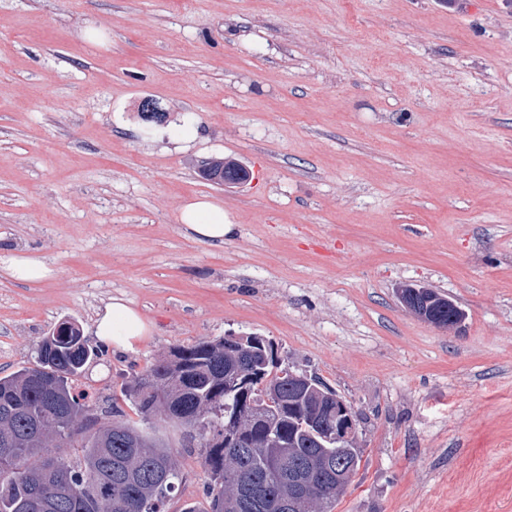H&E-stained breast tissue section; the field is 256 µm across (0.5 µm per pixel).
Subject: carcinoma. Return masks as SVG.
<instances>
[{"label": "carcinoma", "instance_id": "cac0c4a2", "mask_svg": "<svg viewBox=\"0 0 512 512\" xmlns=\"http://www.w3.org/2000/svg\"><path fill=\"white\" fill-rule=\"evenodd\" d=\"M206 179L237 182L246 171L235 159L214 160ZM417 308L448 317L435 291L411 297ZM78 325L61 323L37 348V361L0 376V512H165L184 476L175 452L124 420L96 430L81 426L92 406L75 382L99 352L78 341ZM243 373L246 383L232 382ZM326 386L306 390L258 336H226L174 348L125 381L121 393L144 419L177 420L196 432L211 481L206 507L182 512H289L291 474L304 470L319 499L301 498L295 512H332L340 495L323 460L336 454V404L318 403ZM318 410L322 432L303 426Z\"/></svg>", "mask_w": 512, "mask_h": 512}]
</instances>
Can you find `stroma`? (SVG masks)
Segmentation results:
<instances>
[{
    "label": "stroma",
    "instance_id": "obj_1",
    "mask_svg": "<svg viewBox=\"0 0 512 512\" xmlns=\"http://www.w3.org/2000/svg\"><path fill=\"white\" fill-rule=\"evenodd\" d=\"M223 157L247 183L202 178ZM202 196L223 243L179 221ZM5 253L53 273L0 265V376L73 321L101 406L175 347L261 336L356 414L333 512H512V0H0ZM114 297L151 327L136 351L92 333ZM120 407L177 452L168 512L202 501L181 428ZM0 262L6 265L12 276L22 281H35L46 278L51 270L46 263L37 256L32 255H9ZM411 302L417 308H428L435 317L448 318V322H440L432 324L433 326L442 329H452L458 327L462 320V314L459 310L455 309L448 317V304L451 302L444 299L443 296L430 289V292L418 293L411 297Z\"/></svg>",
    "mask_w": 512,
    "mask_h": 512
}]
</instances>
